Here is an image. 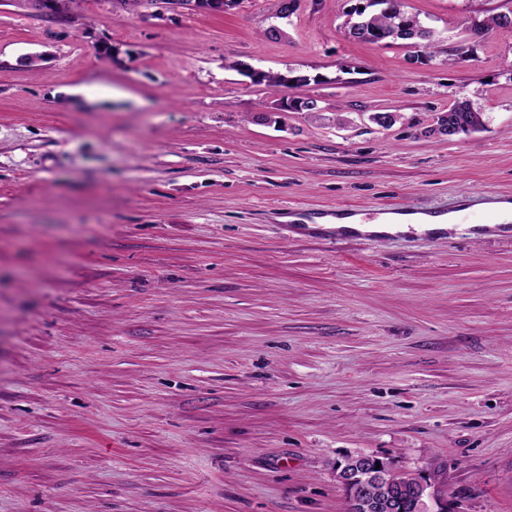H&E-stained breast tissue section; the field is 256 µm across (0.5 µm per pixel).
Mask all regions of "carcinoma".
<instances>
[{
	"label": "carcinoma",
	"instance_id": "1",
	"mask_svg": "<svg viewBox=\"0 0 512 512\" xmlns=\"http://www.w3.org/2000/svg\"><path fill=\"white\" fill-rule=\"evenodd\" d=\"M347 29L355 41L378 44L403 41L410 47L430 50L435 47L438 38L435 30L423 24L417 17L407 14L402 0H359V4L348 13ZM503 14L491 15L480 25L470 27L473 37L482 38L501 25ZM255 82L270 88L292 87L308 82L305 76L291 77L287 74L264 72ZM483 124L482 113L475 110L469 101H457L448 108L447 117L436 121L434 131L442 136L448 135V126L454 127V134L468 133ZM398 495L405 501L403 507L391 509L382 493H376L366 499L364 512H408V492L400 491Z\"/></svg>",
	"mask_w": 512,
	"mask_h": 512
}]
</instances>
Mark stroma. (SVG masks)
Returning a JSON list of instances; mask_svg holds the SVG:
<instances>
[{
	"mask_svg": "<svg viewBox=\"0 0 512 512\" xmlns=\"http://www.w3.org/2000/svg\"><path fill=\"white\" fill-rule=\"evenodd\" d=\"M355 2L272 39L279 0H0V512H345L360 453L512 512V238L283 220L512 194V30L465 27L512 0H404L429 61L346 38ZM461 95L483 126L434 134Z\"/></svg>",
	"mask_w": 512,
	"mask_h": 512,
	"instance_id": "obj_1",
	"label": "stroma"
}]
</instances>
